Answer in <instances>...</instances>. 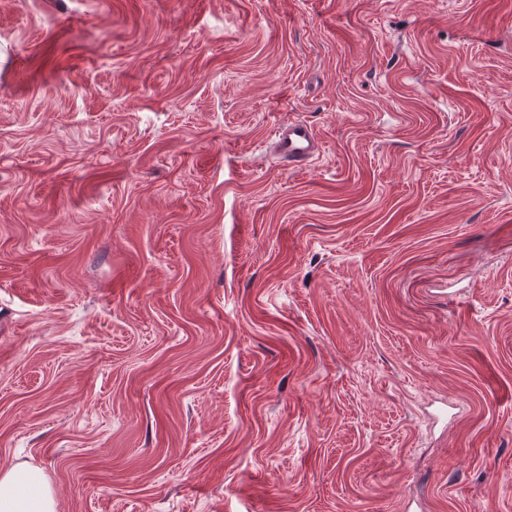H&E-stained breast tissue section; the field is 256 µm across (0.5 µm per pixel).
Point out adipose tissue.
Listing matches in <instances>:
<instances>
[{"label":"adipose tissue","mask_w":512,"mask_h":512,"mask_svg":"<svg viewBox=\"0 0 512 512\" xmlns=\"http://www.w3.org/2000/svg\"><path fill=\"white\" fill-rule=\"evenodd\" d=\"M0 512H56L43 472L20 465L0 470Z\"/></svg>","instance_id":"1"}]
</instances>
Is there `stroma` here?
Listing matches in <instances>:
<instances>
[{"instance_id":"35a3bbf8","label":"stroma","mask_w":512,"mask_h":512,"mask_svg":"<svg viewBox=\"0 0 512 512\" xmlns=\"http://www.w3.org/2000/svg\"><path fill=\"white\" fill-rule=\"evenodd\" d=\"M134 1L0 0V469L512 512V0ZM276 152L289 169L307 168L318 152L311 127L302 121H289L276 131Z\"/></svg>"}]
</instances>
